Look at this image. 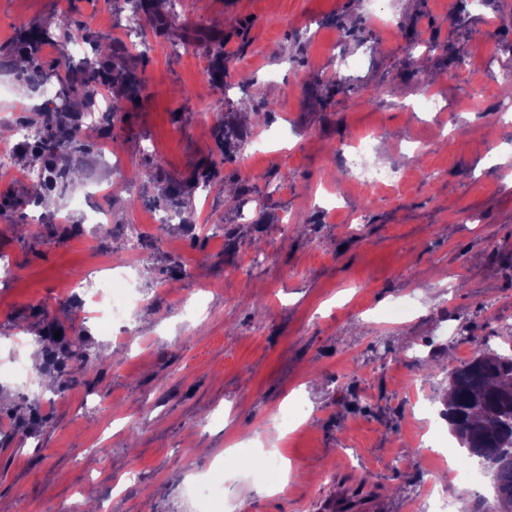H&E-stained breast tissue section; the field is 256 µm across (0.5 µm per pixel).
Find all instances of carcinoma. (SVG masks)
<instances>
[{"label": "carcinoma", "mask_w": 512, "mask_h": 512, "mask_svg": "<svg viewBox=\"0 0 512 512\" xmlns=\"http://www.w3.org/2000/svg\"><path fill=\"white\" fill-rule=\"evenodd\" d=\"M164 2L166 0H136V8L165 22L176 12L166 8ZM51 24L69 42L78 33L83 41L91 40L88 33L76 28L70 13L54 15ZM46 36L47 30L41 24L26 29L22 46L10 52L9 66L23 80L28 75L33 76V80L28 82L33 90L41 89V85L36 83L38 79H56L61 83L62 105L40 109L39 118L32 121L42 130V139L34 146L27 142L18 144L21 160L29 166L43 168L48 174L46 184L52 185L57 179L65 181L69 177L67 168L57 164L61 154L65 151L80 152L85 147V143L75 140V131L86 101L75 91L101 86L108 92L112 108L105 114L102 127L110 129L114 114L122 110L123 101L137 93L139 83L124 63V60L132 58V52L124 43L112 44L110 59L96 56L78 64L61 62L50 72L44 70L36 52ZM207 48L216 58L212 81L221 83L226 76L224 42L213 39ZM38 341L46 348L51 344H61L60 353L48 351L58 365L64 366L69 361L77 365L81 374L92 368L88 364L82 336L65 343L53 336H40ZM468 342L472 347L470 359L447 372L448 392L443 416L450 433L466 452L465 461H481L491 475L497 512H512V357L497 354L478 337L471 336Z\"/></svg>", "instance_id": "cac0c4a2"}]
</instances>
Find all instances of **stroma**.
<instances>
[{
	"label": "stroma",
	"mask_w": 512,
	"mask_h": 512,
	"mask_svg": "<svg viewBox=\"0 0 512 512\" xmlns=\"http://www.w3.org/2000/svg\"><path fill=\"white\" fill-rule=\"evenodd\" d=\"M67 9L97 37L86 54L134 40L108 0H0V48ZM464 10L471 21L458 25L448 0H388L378 13L368 0L357 9L351 0H206L202 9L180 0L161 35L142 18L146 44L132 62L142 85L112 122L126 181L114 185L94 145L74 183L111 185L109 235L56 194L50 209L65 221L28 223L34 189L0 179V253L13 268L0 275V512H69L81 489L110 512H198L193 478L222 485L242 512H298L327 470L381 497L383 512H408L422 482L416 438L427 400L434 434L463 466L439 418L445 373L471 354L469 337L492 348L512 341V124L490 119L512 67V0H467ZM200 27L223 33L238 65L227 76L234 91L211 85ZM432 36L442 47L431 52ZM343 59L352 68L339 70ZM338 74L345 88L334 91ZM424 74L444 111H419ZM267 100L276 104L268 123L252 119ZM220 121L239 133L226 160ZM261 129L257 156L246 143ZM366 132L372 160L405 171L400 185L370 193L332 162L337 144ZM208 158L221 160L222 180L193 189L184 206L193 223L160 231L127 207L134 196L166 208L164 179L190 180ZM332 182L344 211H364L358 231L311 207ZM126 220L142 226L139 269L125 264ZM282 224L275 256L256 261ZM110 262L148 295L123 326L101 323L64 288ZM51 323L83 333L94 366L82 377L38 362L30 395L40 415L21 421L13 359ZM293 395L300 427L281 444L299 468L272 494L233 474L227 448L270 436L264 420ZM86 397L108 406L86 409ZM347 443L350 464L339 456Z\"/></svg>",
	"instance_id": "stroma-1"
}]
</instances>
